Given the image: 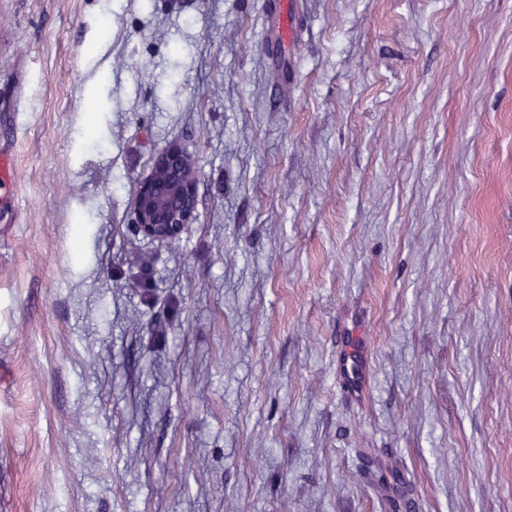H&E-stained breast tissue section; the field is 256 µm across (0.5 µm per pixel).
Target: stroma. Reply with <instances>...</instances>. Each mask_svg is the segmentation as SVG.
<instances>
[{
  "label": "stroma",
  "instance_id": "35a3bbf8",
  "mask_svg": "<svg viewBox=\"0 0 512 512\" xmlns=\"http://www.w3.org/2000/svg\"><path fill=\"white\" fill-rule=\"evenodd\" d=\"M272 2L0 0V512H512V0ZM274 17L275 23L279 29V34L283 40L293 42L298 37V31L292 22V10L294 0H278ZM197 180L192 159L181 146L162 148L135 188L136 232L151 239H178L184 226L194 221Z\"/></svg>",
  "mask_w": 512,
  "mask_h": 512
}]
</instances>
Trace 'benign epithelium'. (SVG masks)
Here are the masks:
<instances>
[{
    "mask_svg": "<svg viewBox=\"0 0 512 512\" xmlns=\"http://www.w3.org/2000/svg\"><path fill=\"white\" fill-rule=\"evenodd\" d=\"M197 180L192 159L181 146L162 148L135 188L136 232L151 239H178L184 226L194 221Z\"/></svg>",
    "mask_w": 512,
    "mask_h": 512,
    "instance_id": "7a95c632",
    "label": "benign epithelium"
}]
</instances>
